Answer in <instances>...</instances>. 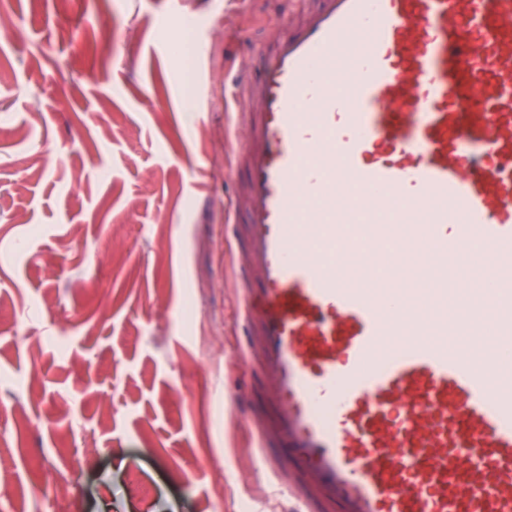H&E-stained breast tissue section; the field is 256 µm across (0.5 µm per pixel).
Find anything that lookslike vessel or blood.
<instances>
[{
	"mask_svg": "<svg viewBox=\"0 0 512 512\" xmlns=\"http://www.w3.org/2000/svg\"><path fill=\"white\" fill-rule=\"evenodd\" d=\"M247 100L225 209L270 498L298 512H512V0H291ZM458 320L394 280L463 296ZM386 271L389 282L377 278Z\"/></svg>",
	"mask_w": 512,
	"mask_h": 512,
	"instance_id": "obj_1",
	"label": "vessel or blood"
}]
</instances>
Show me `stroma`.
<instances>
[{
	"label": "stroma",
	"mask_w": 512,
	"mask_h": 512,
	"mask_svg": "<svg viewBox=\"0 0 512 512\" xmlns=\"http://www.w3.org/2000/svg\"><path fill=\"white\" fill-rule=\"evenodd\" d=\"M286 0H0V512H248L224 70ZM193 29L195 92L179 45ZM38 309L28 318V309ZM244 400L224 414V386ZM42 488L32 496V488Z\"/></svg>",
	"instance_id": "stroma-1"
}]
</instances>
